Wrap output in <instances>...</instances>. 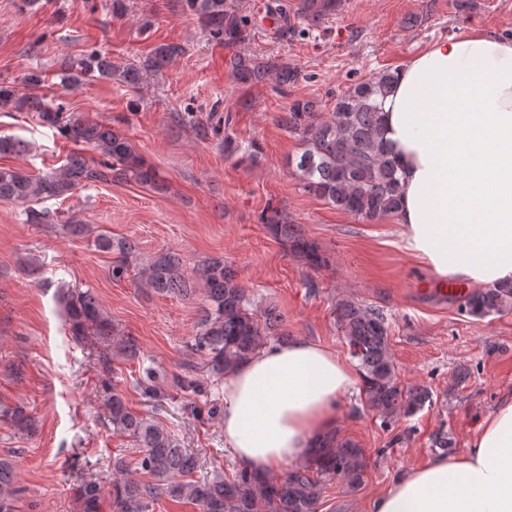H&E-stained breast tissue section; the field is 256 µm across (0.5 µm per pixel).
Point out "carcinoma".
Here are the masks:
<instances>
[{"instance_id":"1","label":"carcinoma","mask_w":512,"mask_h":512,"mask_svg":"<svg viewBox=\"0 0 512 512\" xmlns=\"http://www.w3.org/2000/svg\"><path fill=\"white\" fill-rule=\"evenodd\" d=\"M205 28L211 41L223 46L244 43L251 33L250 20L242 13L238 0H182ZM337 0H301L298 16L308 27L319 28L325 17L336 12ZM184 52L177 43L155 47L137 66L119 68L112 59L93 50L79 59L70 57L58 63L57 75L65 87L92 81L117 80L136 88L143 74L158 73ZM229 69L236 82L257 85L275 82L281 93L295 84L298 72L276 62H258L234 54ZM394 75L383 71L366 81L348 86L336 97L329 117L319 115L313 101L296 100L288 111L278 116L279 125L299 137L300 155L290 164L298 172L303 187L338 210L375 222L397 214L401 196L400 177L395 161L380 137L378 99L386 95ZM44 83L42 72L24 79L27 91L0 85V110L24 112L41 124L55 128L67 140L92 145L98 156L82 152L69 154L60 167L38 174L22 168L0 166V202L24 209L35 224H53L57 213L36 210L33 205L66 199L86 186L134 181L156 187L159 179L128 137L110 124L92 123L63 107H49L37 92ZM29 144L15 136H0V156L22 155ZM269 234L309 266L319 269L327 258L319 246L303 233L301 225L288 222L274 210L264 218ZM97 245L115 251L112 278L126 274L131 258L139 252V242L99 235ZM140 276L157 294L179 297L202 296L204 315L187 345L193 360L170 377V386L190 395L206 391L201 374L220 379L272 341L288 340L281 328V315L267 308L257 313L251 308L248 290L222 258H209L191 271L183 269L180 258L165 254L143 267ZM66 314L69 330L75 336L109 339L112 320L95 294L87 289L78 293L61 291L58 296ZM460 306L473 317L485 318L512 306V288H486L460 298ZM337 322L351 357L357 361L362 377L366 409L388 425L400 418H410L432 402L431 391L418 385L406 386L399 381L392 357L389 330L385 319L373 309L344 300L337 306ZM141 349L132 336L112 341V351L102 352L99 362L110 368L111 357L124 360L140 358ZM152 367L136 387L151 397H161ZM109 421L113 429L132 438L142 449L141 468L152 477L142 482L129 474L122 456L112 458L108 474L112 493V512H153L157 499L164 495L174 502L198 506L199 512H317L323 485L339 479L350 488L357 487L364 473L362 451L347 439L333 436L316 448L306 462L288 470L281 479H262L244 470L231 477L219 471L202 479L193 478L197 457L181 446L171 432L153 417L133 413L122 393L112 389L107 394ZM1 416L27 434L34 426L20 407L4 409ZM14 463L0 458V512H16L19 489ZM102 486L89 481L81 487L85 512H96Z\"/></svg>"}]
</instances>
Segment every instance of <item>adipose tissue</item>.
I'll return each instance as SVG.
<instances>
[{
	"mask_svg": "<svg viewBox=\"0 0 512 512\" xmlns=\"http://www.w3.org/2000/svg\"><path fill=\"white\" fill-rule=\"evenodd\" d=\"M381 127L401 177L405 250L443 282L512 285V39L433 41L396 69ZM358 384L318 342L263 348L224 378V446L242 468L274 474L335 431ZM372 512H512V397L467 453L407 471Z\"/></svg>",
	"mask_w": 512,
	"mask_h": 512,
	"instance_id": "obj_1",
	"label": "adipose tissue"
}]
</instances>
